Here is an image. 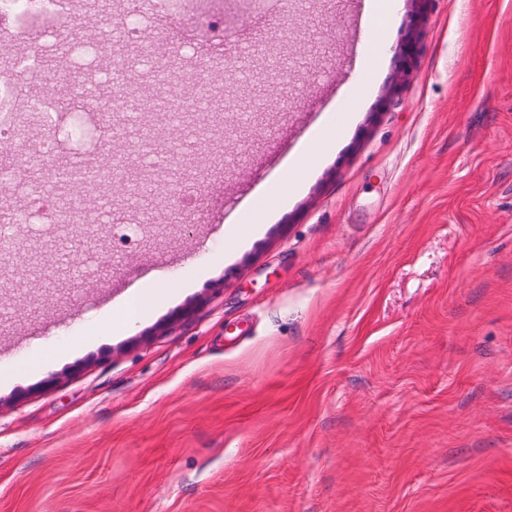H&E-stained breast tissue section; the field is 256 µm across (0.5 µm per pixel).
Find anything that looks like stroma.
Segmentation results:
<instances>
[{"instance_id":"stroma-1","label":"stroma","mask_w":512,"mask_h":512,"mask_svg":"<svg viewBox=\"0 0 512 512\" xmlns=\"http://www.w3.org/2000/svg\"><path fill=\"white\" fill-rule=\"evenodd\" d=\"M358 6L195 0L142 43L126 0L55 24L47 71L108 21L137 103L161 45L233 62L213 76L233 109L113 113L63 155L152 193L88 194L83 234L16 225L35 263L0 259V512H512V0H400L366 89ZM342 93L366 96L344 142L227 251V218ZM20 135L0 181L42 183L28 157L54 133ZM158 271L174 300L117 331L109 305Z\"/></svg>"}]
</instances>
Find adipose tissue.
<instances>
[{"mask_svg": "<svg viewBox=\"0 0 512 512\" xmlns=\"http://www.w3.org/2000/svg\"><path fill=\"white\" fill-rule=\"evenodd\" d=\"M397 11V0H365L364 21L375 38L362 48L357 63L359 72H366L368 59L381 56L384 42L380 33L390 25ZM353 120V113L348 111L319 119L315 135L301 139L242 203L240 214L228 218L224 237L229 248L244 246L261 231L263 223L273 218L276 209L287 206L302 190L308 173L333 149ZM162 283V277H146L117 299L114 310L121 318L120 329L133 328L142 317L168 301L170 292Z\"/></svg>", "mask_w": 512, "mask_h": 512, "instance_id": "obj_1", "label": "adipose tissue"}]
</instances>
